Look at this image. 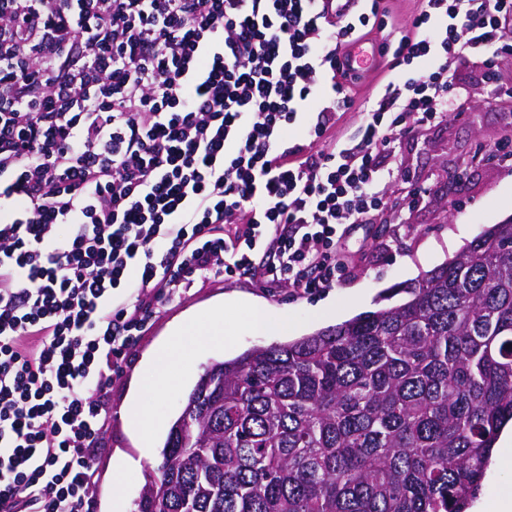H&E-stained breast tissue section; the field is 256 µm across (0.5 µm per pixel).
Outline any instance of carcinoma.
I'll use <instances>...</instances> for the list:
<instances>
[{
	"instance_id": "obj_1",
	"label": "carcinoma",
	"mask_w": 512,
	"mask_h": 512,
	"mask_svg": "<svg viewBox=\"0 0 512 512\" xmlns=\"http://www.w3.org/2000/svg\"><path fill=\"white\" fill-rule=\"evenodd\" d=\"M393 293L208 366L136 512H467L512 423V221Z\"/></svg>"
}]
</instances>
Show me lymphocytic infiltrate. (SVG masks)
<instances>
[{"instance_id":"obj_1","label":"lymphocytic infiltrate","mask_w":512,"mask_h":512,"mask_svg":"<svg viewBox=\"0 0 512 512\" xmlns=\"http://www.w3.org/2000/svg\"><path fill=\"white\" fill-rule=\"evenodd\" d=\"M322 2L0 0V512H90L156 299L224 275L336 284L337 239L384 207L382 153L512 26V0H422L398 77L360 102L340 49L383 21ZM355 107L356 135L313 151Z\"/></svg>"}]
</instances>
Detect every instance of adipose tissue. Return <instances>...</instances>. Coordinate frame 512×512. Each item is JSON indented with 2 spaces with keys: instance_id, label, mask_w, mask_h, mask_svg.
I'll return each instance as SVG.
<instances>
[{
  "instance_id": "1",
  "label": "adipose tissue",
  "mask_w": 512,
  "mask_h": 512,
  "mask_svg": "<svg viewBox=\"0 0 512 512\" xmlns=\"http://www.w3.org/2000/svg\"><path fill=\"white\" fill-rule=\"evenodd\" d=\"M227 333L224 314L219 309L177 325L149 358L148 364L154 371V390L174 388L179 380V363L199 351L221 346Z\"/></svg>"
}]
</instances>
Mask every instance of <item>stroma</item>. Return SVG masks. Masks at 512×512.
<instances>
[{"mask_svg": "<svg viewBox=\"0 0 512 512\" xmlns=\"http://www.w3.org/2000/svg\"><path fill=\"white\" fill-rule=\"evenodd\" d=\"M497 82L490 85L472 63L456 71L450 113L439 124L400 138L388 161L393 178L387 205L372 223L357 225L336 246L346 267L334 287L309 295L288 286L271 287L249 275L195 282L179 298L155 305L148 331L128 353L123 372L112 381L108 424L94 462V512H112L113 496L135 503L148 474L157 466L168 430L180 414L205 366L228 360L255 346H268L312 334L365 311L382 307L391 288L415 280L453 257L485 227L512 217V163L494 155L495 146L512 139V50L496 57ZM464 173L459 195L446 198L449 176ZM238 300L261 304L270 330L253 327L235 308ZM223 307L233 324L223 346L199 352L179 366L181 388L159 395L145 393L142 405L153 438L142 455L126 414L137 383L149 382L148 357L172 328L192 315ZM138 460L121 486L112 483L114 463Z\"/></svg>", "mask_w": 512, "mask_h": 512, "instance_id": "stroma-1", "label": "stroma"}]
</instances>
